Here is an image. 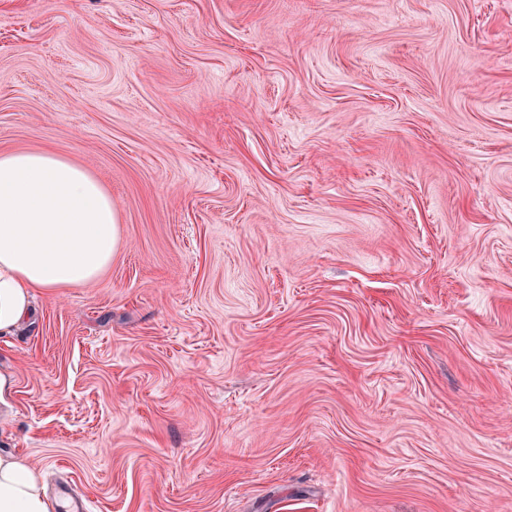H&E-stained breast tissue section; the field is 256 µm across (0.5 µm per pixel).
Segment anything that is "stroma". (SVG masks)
Masks as SVG:
<instances>
[{"label":"stroma","instance_id":"1","mask_svg":"<svg viewBox=\"0 0 512 512\" xmlns=\"http://www.w3.org/2000/svg\"><path fill=\"white\" fill-rule=\"evenodd\" d=\"M111 194L0 338L91 512H512V0H0V154Z\"/></svg>","mask_w":512,"mask_h":512}]
</instances>
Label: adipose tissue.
I'll return each instance as SVG.
<instances>
[{
	"instance_id": "ef3b65f1",
	"label": "adipose tissue",
	"mask_w": 512,
	"mask_h": 512,
	"mask_svg": "<svg viewBox=\"0 0 512 512\" xmlns=\"http://www.w3.org/2000/svg\"><path fill=\"white\" fill-rule=\"evenodd\" d=\"M119 241L111 195L48 151L0 154V337L29 318L34 294L91 284ZM0 512H53L41 475L0 454Z\"/></svg>"
}]
</instances>
